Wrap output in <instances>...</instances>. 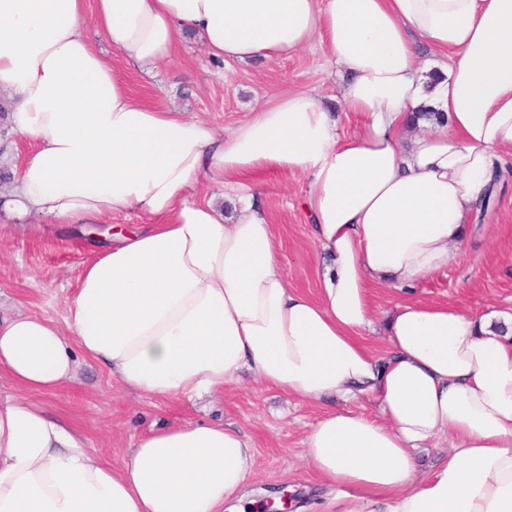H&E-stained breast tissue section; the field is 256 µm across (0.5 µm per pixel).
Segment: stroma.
<instances>
[{
    "label": "stroma",
    "instance_id": "35a3bbf8",
    "mask_svg": "<svg viewBox=\"0 0 512 512\" xmlns=\"http://www.w3.org/2000/svg\"><path fill=\"white\" fill-rule=\"evenodd\" d=\"M127 88L153 105L209 121L229 131L251 112L289 91L308 88L337 113L343 132L354 117L341 112L337 67L327 63L320 46L302 49L272 62L222 63L197 40L179 46L172 64L154 76L124 75ZM498 184L494 202L471 225L469 246L457 252L447 269L423 280L415 299L453 304L475 314L489 309L512 312V157ZM304 177L268 174L260 180V203L275 224L291 287L315 294L321 259L312 227L297 206ZM95 256L88 237L66 225L19 231L0 226V313H26L62 321L64 300L79 284L82 268ZM51 411L77 428L90 447L111 463H120L133 437L166 424L197 420L231 422L254 442L258 468L253 484L316 486L303 457L309 424L338 401L315 406L288 398L252 378L199 400L153 402L125 390L97 363L77 360L75 382L40 396Z\"/></svg>",
    "mask_w": 512,
    "mask_h": 512
}]
</instances>
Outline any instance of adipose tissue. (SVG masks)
I'll return each mask as SVG.
<instances>
[{"mask_svg":"<svg viewBox=\"0 0 512 512\" xmlns=\"http://www.w3.org/2000/svg\"><path fill=\"white\" fill-rule=\"evenodd\" d=\"M188 35L222 62L321 42L349 75L355 130L340 133L308 89L228 134L128 90L126 71L153 74ZM0 93L11 133L34 144L10 167L11 223L148 219L83 267L64 326L0 317V512H249L257 458L241 428L173 424L114 465L36 401L75 381L80 353L157 402L246 372L341 401L302 441L334 491L320 512H512V312L405 299L385 319L384 357L363 337L373 288L445 269L512 154V0H0ZM268 172L308 180L316 295L289 287L254 203ZM204 181L234 217L197 200ZM366 399L379 418L358 410ZM445 437L423 469L421 450Z\"/></svg>","mask_w":512,"mask_h":512,"instance_id":"1","label":"adipose tissue"}]
</instances>
